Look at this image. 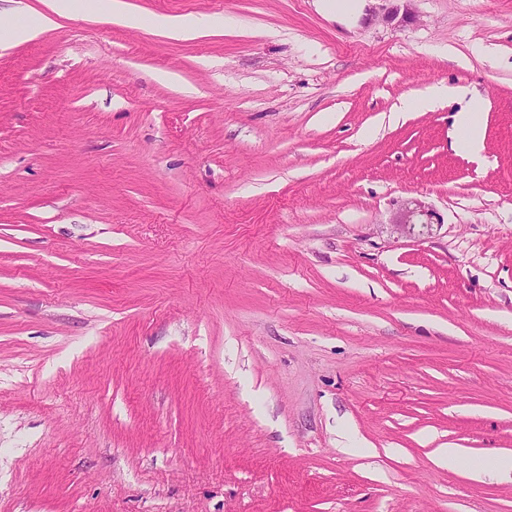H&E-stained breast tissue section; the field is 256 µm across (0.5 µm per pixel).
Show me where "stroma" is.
<instances>
[{
  "instance_id": "1",
  "label": "stroma",
  "mask_w": 512,
  "mask_h": 512,
  "mask_svg": "<svg viewBox=\"0 0 512 512\" xmlns=\"http://www.w3.org/2000/svg\"><path fill=\"white\" fill-rule=\"evenodd\" d=\"M126 2L0 26V512H512V0ZM43 3L49 13L37 12L31 15L30 21L22 25H14L10 32V40L13 43L26 42L38 37L55 27V16L70 15L76 8L75 0H45ZM95 6L100 12L111 18L120 19L128 26L139 27L142 24L141 18L138 15L130 13L122 0H97L95 1ZM173 36L182 39H192L204 33L207 21L197 15H167L159 16L153 22ZM466 94L467 89L462 86H450L444 83L431 84L416 98L408 97L402 99L397 108V114L402 116L404 112H409L412 108L417 106L432 109L441 101L463 98ZM454 126L456 131H459L456 147L465 150L469 154H477L481 149L483 130L475 112L470 109L458 112ZM431 209L422 200H414L410 202L404 209L401 220L397 223L401 231L405 233H413L416 224H421L422 231L431 228L434 224Z\"/></svg>"
}]
</instances>
